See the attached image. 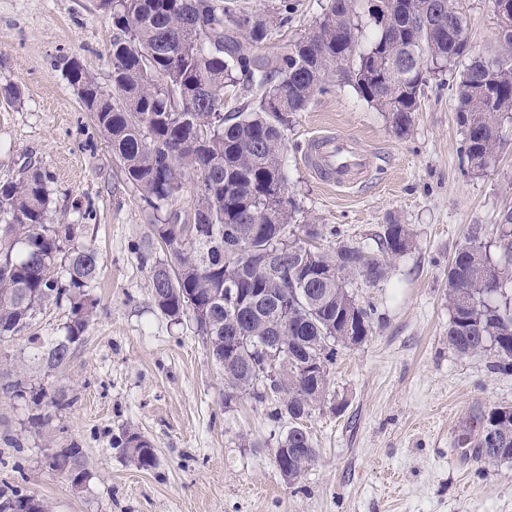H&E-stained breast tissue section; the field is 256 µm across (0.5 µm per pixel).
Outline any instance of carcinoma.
<instances>
[{
    "mask_svg": "<svg viewBox=\"0 0 512 512\" xmlns=\"http://www.w3.org/2000/svg\"><path fill=\"white\" fill-rule=\"evenodd\" d=\"M444 0H327L313 28L273 57L250 48L292 22L288 8L252 13L235 0H100L117 30L110 52L112 88L72 61L67 72L91 112L116 165L154 219V233L169 258L151 268L157 309L178 322L190 313L206 337L209 354L224 373L229 402L259 388L269 336L287 339L288 374L272 415L288 421L277 440L275 462L289 480L316 460L304 426L329 392L328 366L336 346L360 344L373 334V312L350 291L361 279L376 284L388 260L411 244L407 224H386L380 254L341 242L327 254L308 243L317 229L295 227L299 207L288 195L284 128L288 115L305 111L336 82L351 87L389 115L405 134L419 98L439 74L455 73L462 156L474 172L496 160L503 121L512 119V25L499 27V52L485 56L470 43L463 15ZM241 87L252 102L224 112V89ZM194 185L190 212L176 205ZM51 199L45 177L23 168L0 182V338L31 324L37 310L65 303L64 339L33 356L46 372L66 368L96 313L88 288L100 272L97 250L75 246L78 224L49 223ZM494 247L474 230L448 264V347L460 356L488 354L494 370H512V293L500 275L512 266V221L499 223ZM288 250L270 274L255 251ZM233 336L252 341L224 365ZM0 391L29 404L28 429L42 434L72 400L48 392L33 367L7 372ZM477 432L478 453L512 462V406L475 417L462 435ZM138 468L155 467L150 443L136 432L113 439ZM50 469L73 481L86 479L83 449H54ZM0 512H51L44 499L18 487H0Z\"/></svg>",
    "mask_w": 512,
    "mask_h": 512,
    "instance_id": "cac0c4a2",
    "label": "carcinoma"
}]
</instances>
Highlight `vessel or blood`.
Segmentation results:
<instances>
[{"instance_id": "vessel-or-blood-1", "label": "vessel or blood", "mask_w": 512, "mask_h": 512, "mask_svg": "<svg viewBox=\"0 0 512 512\" xmlns=\"http://www.w3.org/2000/svg\"><path fill=\"white\" fill-rule=\"evenodd\" d=\"M304 158L313 174L333 188L363 184L373 166V157L354 138L330 131L308 141Z\"/></svg>"}]
</instances>
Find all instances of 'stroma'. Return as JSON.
<instances>
[{
	"label": "stroma",
	"mask_w": 512,
	"mask_h": 512,
	"mask_svg": "<svg viewBox=\"0 0 512 512\" xmlns=\"http://www.w3.org/2000/svg\"><path fill=\"white\" fill-rule=\"evenodd\" d=\"M288 2L293 21L255 48L273 57L311 29L325 0H241L252 12ZM468 37L496 54L492 0H454ZM110 20L99 0H0V181L25 162L48 177L50 221L73 224L90 211L81 242L95 246L97 315L66 370L37 372L63 389L70 408L53 421L52 441L30 433L25 402L0 395V485L45 498L54 512H512V462H488L459 446L474 416L512 405V371L487 355L448 347V264L473 225L495 241L496 217L512 208V125L502 127L495 165L471 171L452 85L429 84L406 134L347 86L334 85L285 128L288 194L298 223L315 224L323 250L356 241L377 251L382 225H409L411 248L390 260L385 280H355L374 307L373 334L339 348L330 389L305 425L317 462L288 483L274 462L287 422L270 403L224 399V376L191 316L173 322L152 299L151 266L166 253L154 218L124 181L67 80L77 60L111 89ZM21 90L17 103L6 86ZM335 130L375 155L370 180L352 190L322 185L301 149ZM338 236H330L329 228ZM66 307L42 308L21 333L0 340V356L32 359L37 345L63 339ZM125 431L151 444L156 466L142 470L110 438ZM20 442L23 454L12 444ZM81 445L87 481L73 489L45 463L47 447Z\"/></svg>",
	"instance_id": "obj_1"
}]
</instances>
